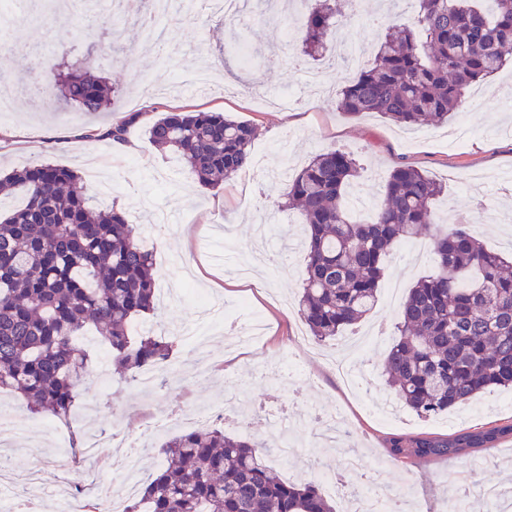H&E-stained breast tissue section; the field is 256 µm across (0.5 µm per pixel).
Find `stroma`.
<instances>
[{"instance_id": "1", "label": "stroma", "mask_w": 512, "mask_h": 512, "mask_svg": "<svg viewBox=\"0 0 512 512\" xmlns=\"http://www.w3.org/2000/svg\"><path fill=\"white\" fill-rule=\"evenodd\" d=\"M61 24L49 23L34 0L16 4L0 0V84L16 87L14 116L0 120V171L7 173L36 161L77 171L102 208L122 209L138 225L142 245L154 258L158 313L155 333L177 342V365L165 386L145 392L112 369L107 346L94 333L81 344L92 366L80 383L74 412L63 438L41 428L23 437L1 436L0 453L18 463L14 481L37 463L44 486L62 482L83 486L88 478L111 481L120 470L122 452L109 437L136 443L151 475L161 457L157 450L180 433L173 425L157 431L178 404L195 402L209 412V427L257 442L269 439L268 422L287 408L284 424L289 454L274 452L268 462L285 481L318 480L320 472L343 473L344 483L327 490L335 508L364 493L380 495L394 512H484L480 490L512 486V443L507 442L470 465L475 485L469 495L455 488L454 465L419 462L404 466L385 454L393 433L447 434L453 430L505 417L504 401L512 391L498 390L471 404L430 419L398 409L399 422L386 426L371 412L391 400L381 362L395 339L394 324L409 288L434 268L433 244L420 235L402 244L381 283L374 310L336 339L302 347L309 331L298 311L303 276L298 212L285 208L288 184L311 156L331 150L354 154L356 191L378 202L389 173L409 165L439 181L444 192L432 208L439 229L467 224L485 246L512 253V70L471 90L459 109L440 128H400L373 114L352 117L336 106L342 87L365 64L384 35L383 27L350 11L330 36L335 61L327 92L310 98L305 92V66L267 68L266 57L300 38L287 25L256 20L249 37L263 56L242 63L225 52L230 28L224 19L199 12L196 0H180L178 9L160 18L170 48L158 57L137 26L124 22L125 38L114 47L100 17L69 0ZM91 58L118 84L112 104L102 112L67 111L59 102L38 110L19 84L40 78L45 58ZM293 92L296 100L276 103ZM173 108L191 112H226L254 124L253 156L264 163L240 173L223 189L203 187L180 158L154 147L147 127ZM140 113L128 128L132 151L113 149L111 141H89L90 130L103 131ZM466 125L463 147L444 142L449 131ZM266 325L261 342L247 350H231L224 338L253 317ZM209 344L215 368L196 378V338ZM350 342L362 391L346 387L332 367L343 342ZM317 414L345 419L353 438L330 442L309 427ZM107 432L93 455L73 458L71 448L85 436ZM360 455L362 467L344 473L347 458Z\"/></svg>"}]
</instances>
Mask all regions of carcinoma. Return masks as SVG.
Here are the masks:
<instances>
[{
  "mask_svg": "<svg viewBox=\"0 0 512 512\" xmlns=\"http://www.w3.org/2000/svg\"><path fill=\"white\" fill-rule=\"evenodd\" d=\"M416 16L380 19L387 35L371 64L345 85L340 111L377 113L404 127L442 126L476 84L512 65V0H416ZM340 0H314L297 24L303 34L290 60L326 53ZM87 60L73 67L47 62L44 106L63 100L98 112L116 87ZM128 120L91 141L124 140ZM147 132L153 144L179 155L215 189L253 163L257 128L221 112L168 111ZM356 159L334 150L311 158L288 184V206L302 216L305 255L299 311L311 335L326 341L375 307L395 249L428 233L435 270L418 280L400 307L397 339L382 369L398 400L422 418L512 386V265L481 246L463 224L441 232L432 204L442 185L398 166L383 199L362 220L347 211ZM0 198V390L22 394L34 414L68 420L90 354L76 337L92 328L109 344L122 372L136 375L168 361L172 342L133 321L155 311L152 254L117 208L94 206L71 168L34 163L6 176ZM20 198L11 208L6 199ZM512 438V418L447 435L394 433L387 452L396 463L451 461ZM274 449L217 428L194 429L165 441L166 463L128 500L123 512H335L319 486L278 478L267 462Z\"/></svg>",
  "mask_w": 512,
  "mask_h": 512,
  "instance_id": "1",
  "label": "carcinoma"
}]
</instances>
